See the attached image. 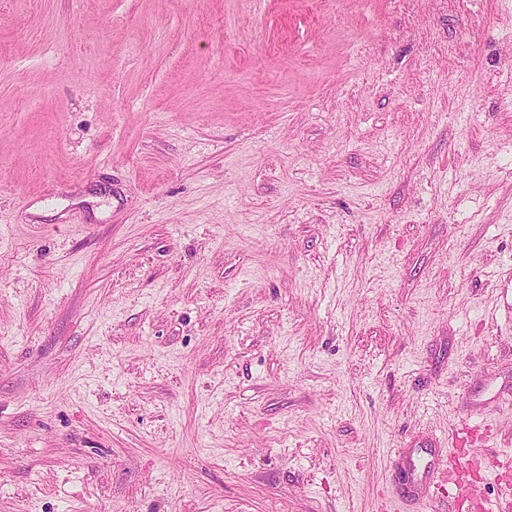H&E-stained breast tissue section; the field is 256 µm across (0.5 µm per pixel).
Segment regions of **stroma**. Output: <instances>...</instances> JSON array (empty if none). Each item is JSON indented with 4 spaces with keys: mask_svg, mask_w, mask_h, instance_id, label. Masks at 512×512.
Returning a JSON list of instances; mask_svg holds the SVG:
<instances>
[{
    "mask_svg": "<svg viewBox=\"0 0 512 512\" xmlns=\"http://www.w3.org/2000/svg\"><path fill=\"white\" fill-rule=\"evenodd\" d=\"M510 267L501 0H0V512H448ZM455 449L459 448H405L399 451L397 457L406 459L408 493L417 501L424 502L433 499L434 489L439 483L448 482L455 489L457 502L468 500L476 504L478 511L496 512V508L485 505L479 486L464 480L461 470L449 465L455 458Z\"/></svg>",
    "mask_w": 512,
    "mask_h": 512,
    "instance_id": "1",
    "label": "stroma"
}]
</instances>
